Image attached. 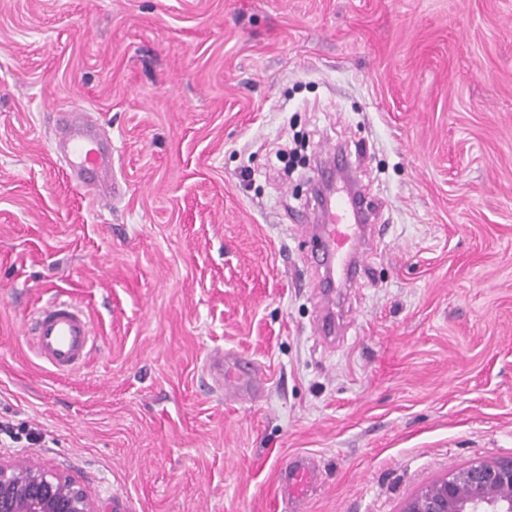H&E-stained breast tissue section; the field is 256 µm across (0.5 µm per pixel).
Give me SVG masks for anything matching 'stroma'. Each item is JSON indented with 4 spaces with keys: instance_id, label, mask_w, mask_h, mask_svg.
<instances>
[{
    "instance_id": "1",
    "label": "stroma",
    "mask_w": 512,
    "mask_h": 512,
    "mask_svg": "<svg viewBox=\"0 0 512 512\" xmlns=\"http://www.w3.org/2000/svg\"><path fill=\"white\" fill-rule=\"evenodd\" d=\"M86 112L115 201L58 145ZM344 145L377 253L347 325L301 223ZM96 340L59 375L25 329L51 295ZM258 365L240 402L205 369ZM0 457L74 478L102 512H274L315 457L306 512H400L512 458V0H0ZM235 356L224 351L211 352L206 359L208 373L214 377L221 391H225L240 400L255 399L263 390V376L261 370L256 368L248 380L237 376L232 367ZM317 478L315 460L307 455L295 456L288 463V468L279 472L278 495L284 504L283 510L305 512V501Z\"/></svg>"
}]
</instances>
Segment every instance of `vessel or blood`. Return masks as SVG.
<instances>
[{"label": "vessel or blood", "mask_w": 512, "mask_h": 512, "mask_svg": "<svg viewBox=\"0 0 512 512\" xmlns=\"http://www.w3.org/2000/svg\"><path fill=\"white\" fill-rule=\"evenodd\" d=\"M65 143L70 167L76 172L97 171L96 181L84 183L85 195L97 200L119 196L121 187L112 176V154L105 141L90 126L87 114L77 109L66 122ZM326 223L309 225V232L320 239L318 262L323 266L329 287L343 288L357 282L364 263L369 236L370 204L364 195L347 191L344 204L325 196ZM28 333L37 356L63 374L83 368L94 343L89 315L79 304L68 300H47L33 316ZM232 353L211 352L206 359L209 374L222 391L241 400L257 398L263 390L261 371L241 379L231 368ZM318 478L316 463L306 455L295 456L278 478V495L286 512H305L304 505Z\"/></svg>", "instance_id": "vessel-or-blood-1"}]
</instances>
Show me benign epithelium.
Masks as SVG:
<instances>
[{
  "label": "benign epithelium",
  "instance_id": "benign-epithelium-1",
  "mask_svg": "<svg viewBox=\"0 0 512 512\" xmlns=\"http://www.w3.org/2000/svg\"><path fill=\"white\" fill-rule=\"evenodd\" d=\"M0 512H101L73 478L38 460H0ZM401 512H512V459L476 460L448 471Z\"/></svg>",
  "mask_w": 512,
  "mask_h": 512
}]
</instances>
